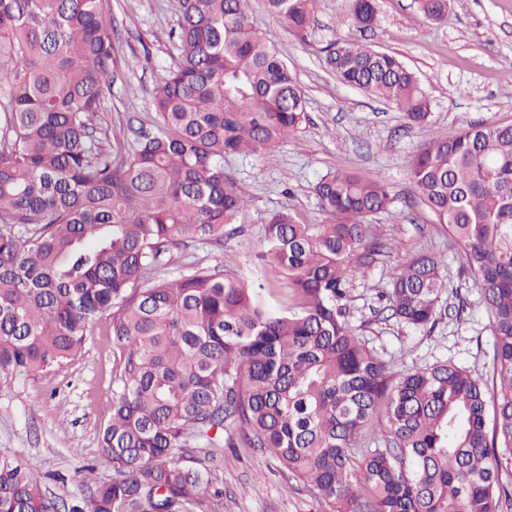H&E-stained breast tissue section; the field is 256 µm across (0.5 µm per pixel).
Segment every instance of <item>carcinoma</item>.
<instances>
[{"instance_id": "carcinoma-1", "label": "carcinoma", "mask_w": 512, "mask_h": 512, "mask_svg": "<svg viewBox=\"0 0 512 512\" xmlns=\"http://www.w3.org/2000/svg\"><path fill=\"white\" fill-rule=\"evenodd\" d=\"M430 21L448 0H418ZM297 34L317 0H266ZM174 66L153 88L156 121L133 142L103 143L114 65L102 0H0V371L60 367L89 325L112 313L118 363L101 453L112 480L83 482L71 504L38 473L0 456V512H210L207 470L179 465L210 432L240 428L252 448L317 490L328 512H499L512 468V124L472 125L414 155L415 193L448 231L479 288L494 339L493 385L452 363L393 371L344 318L341 301L376 249L364 218L389 210L380 176L338 170L315 184L324 224L266 220L265 283L195 261L154 272L173 247L219 241L248 198L224 156L275 157L306 121L286 62L253 28L248 0H177ZM375 0H352L359 28ZM343 84L422 126L430 102L395 55L350 38L327 49ZM444 260L419 254L380 294L390 317L423 327ZM386 421L385 447L375 420Z\"/></svg>"}]
</instances>
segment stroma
Masks as SVG:
<instances>
[{"label":"stroma","instance_id":"35a3bbf8","mask_svg":"<svg viewBox=\"0 0 512 512\" xmlns=\"http://www.w3.org/2000/svg\"><path fill=\"white\" fill-rule=\"evenodd\" d=\"M176 2L105 0L114 67L102 111L111 139L132 137L155 119L151 94L157 74L173 62ZM248 8L254 27L278 49L300 87L307 120L279 144L274 159L225 158V172L249 198L239 223L226 227L222 244L173 250L157 278L177 277L191 261L212 267L226 258L237 275L263 277L259 253L269 213L286 210L304 224L326 223L314 190L319 178L336 169L377 173L391 185L394 201L389 211L369 218L378 227L379 246L349 287V324L395 371L448 361L492 379L493 337L479 291L463 273L447 231L415 201L409 168L431 137L453 136L472 124L512 123V0H448L439 22L427 20L416 0H377L376 20L365 32L350 20V0H319L301 36L272 16L264 0H248ZM339 38L398 56L431 101L427 124L408 125L392 106L342 84L325 63L326 47ZM418 253L444 257L447 287L435 322L415 328L390 319L378 296ZM110 321L107 315L96 320L81 352L62 367L0 373V455L31 462L43 488L67 502L80 493L84 466L94 465L97 479L112 476L99 454L116 370ZM191 456L222 491L213 512L325 510L303 480L281 470L263 449L241 442L213 456L196 448Z\"/></svg>","mask_w":512,"mask_h":512}]
</instances>
